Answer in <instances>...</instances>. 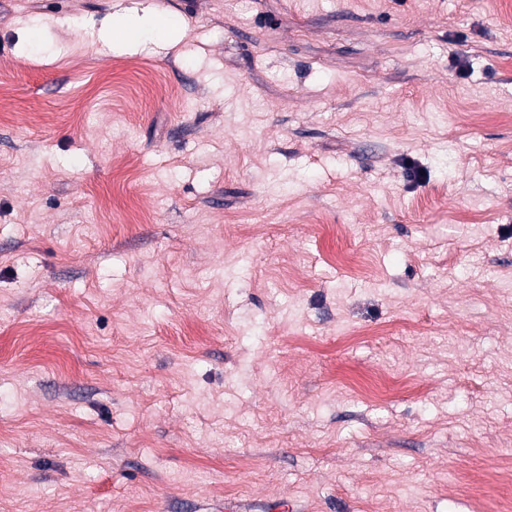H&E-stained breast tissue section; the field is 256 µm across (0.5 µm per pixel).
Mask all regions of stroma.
Masks as SVG:
<instances>
[{
	"instance_id": "stroma-1",
	"label": "stroma",
	"mask_w": 512,
	"mask_h": 512,
	"mask_svg": "<svg viewBox=\"0 0 512 512\" xmlns=\"http://www.w3.org/2000/svg\"><path fill=\"white\" fill-rule=\"evenodd\" d=\"M0 512H512V0H5ZM106 28L104 36L112 43L135 42L138 34L145 29L154 31L167 42L178 31L173 21L164 15L154 12L139 15L136 10L116 13Z\"/></svg>"
}]
</instances>
